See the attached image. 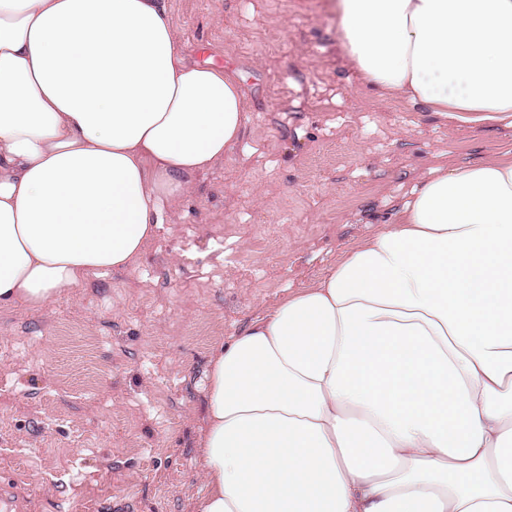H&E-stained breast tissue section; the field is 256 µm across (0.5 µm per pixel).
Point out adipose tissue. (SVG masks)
<instances>
[{
	"label": "adipose tissue",
	"mask_w": 512,
	"mask_h": 512,
	"mask_svg": "<svg viewBox=\"0 0 512 512\" xmlns=\"http://www.w3.org/2000/svg\"><path fill=\"white\" fill-rule=\"evenodd\" d=\"M335 9L372 87L512 118V0ZM245 112L167 0H0V307L132 267ZM208 378L195 512H512V158L431 169Z\"/></svg>",
	"instance_id": "obj_1"
}]
</instances>
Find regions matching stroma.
<instances>
[{"label": "stroma", "instance_id": "35a3bbf8", "mask_svg": "<svg viewBox=\"0 0 512 512\" xmlns=\"http://www.w3.org/2000/svg\"><path fill=\"white\" fill-rule=\"evenodd\" d=\"M193 63L235 72L242 136L163 204L131 269L0 308V512H194L213 353L390 223L429 170L512 155L363 83L331 0H168Z\"/></svg>", "mask_w": 512, "mask_h": 512}]
</instances>
